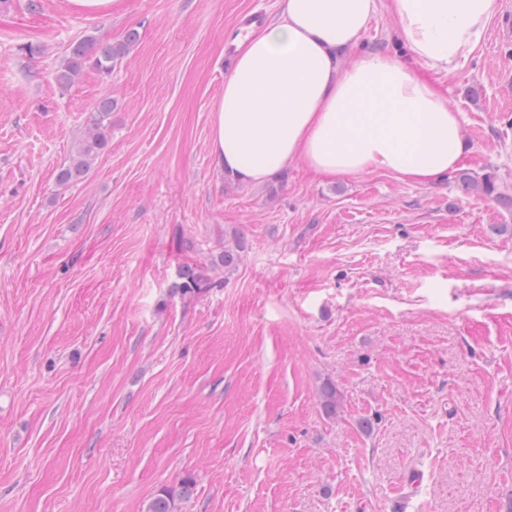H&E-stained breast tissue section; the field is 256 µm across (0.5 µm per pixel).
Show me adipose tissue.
<instances>
[{
	"label": "adipose tissue",
	"mask_w": 512,
	"mask_h": 512,
	"mask_svg": "<svg viewBox=\"0 0 512 512\" xmlns=\"http://www.w3.org/2000/svg\"><path fill=\"white\" fill-rule=\"evenodd\" d=\"M407 64L372 52L343 62L377 0H284L279 15L235 36V65L214 105L217 169L259 185L298 162L333 180L384 171L431 183L463 154L460 116L433 82L461 69L492 22L497 0H392Z\"/></svg>",
	"instance_id": "adipose-tissue-1"
}]
</instances>
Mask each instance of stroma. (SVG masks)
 <instances>
[{"label": "stroma", "mask_w": 512, "mask_h": 512, "mask_svg": "<svg viewBox=\"0 0 512 512\" xmlns=\"http://www.w3.org/2000/svg\"><path fill=\"white\" fill-rule=\"evenodd\" d=\"M281 8L0 6V512H144L186 476L180 512H512V40L436 77L457 172L251 186L216 170L212 109L242 16ZM398 25L381 0L358 52L409 58ZM130 30L111 76L58 88L71 42ZM106 95L107 147L59 188Z\"/></svg>", "instance_id": "obj_1"}]
</instances>
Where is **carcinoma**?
Returning <instances> with one entry per match:
<instances>
[{"instance_id":"obj_1","label":"carcinoma","mask_w":512,"mask_h":512,"mask_svg":"<svg viewBox=\"0 0 512 512\" xmlns=\"http://www.w3.org/2000/svg\"><path fill=\"white\" fill-rule=\"evenodd\" d=\"M136 41L137 33L131 30L122 40L116 42H102L95 37H86L75 42L56 71L57 84L63 89L69 88L88 67L104 75H111L114 64L129 54ZM113 107L112 97L105 96L91 109L84 139L76 147L69 164L58 170V187L66 188L89 173L93 161L108 143ZM458 179L469 188H480L486 195L496 192L495 176L490 173L476 177L465 172ZM182 277L183 282L179 288L182 294H194L204 288L205 277L195 268H186ZM339 401L336 388L326 384L321 391V404L326 414L336 415ZM192 490V478L185 477L176 484L163 488L147 503L145 512H178L179 504L190 497Z\"/></svg>"}]
</instances>
